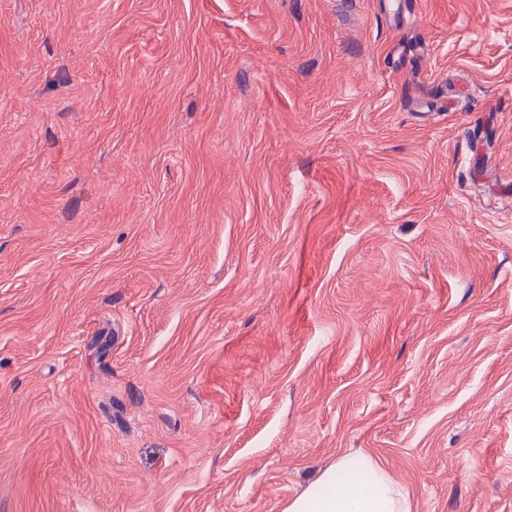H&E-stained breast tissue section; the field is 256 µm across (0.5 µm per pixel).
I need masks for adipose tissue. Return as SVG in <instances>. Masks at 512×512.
Returning a JSON list of instances; mask_svg holds the SVG:
<instances>
[{"mask_svg": "<svg viewBox=\"0 0 512 512\" xmlns=\"http://www.w3.org/2000/svg\"><path fill=\"white\" fill-rule=\"evenodd\" d=\"M345 481H337L339 472ZM285 512H410L409 502L389 474L369 456H343L320 478L293 498Z\"/></svg>", "mask_w": 512, "mask_h": 512, "instance_id": "ef3b65f1", "label": "adipose tissue"}]
</instances>
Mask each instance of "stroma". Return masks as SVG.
<instances>
[{
	"label": "stroma",
	"mask_w": 512,
	"mask_h": 512,
	"mask_svg": "<svg viewBox=\"0 0 512 512\" xmlns=\"http://www.w3.org/2000/svg\"><path fill=\"white\" fill-rule=\"evenodd\" d=\"M400 2L0 0V512H512V0ZM358 464L369 472L372 481L366 483L358 474H336ZM345 480L344 482H341ZM327 488L325 493L321 490ZM285 512H410L409 502L389 474L370 456L351 460L342 456L326 469L320 478L293 498Z\"/></svg>",
	"instance_id": "obj_1"
}]
</instances>
